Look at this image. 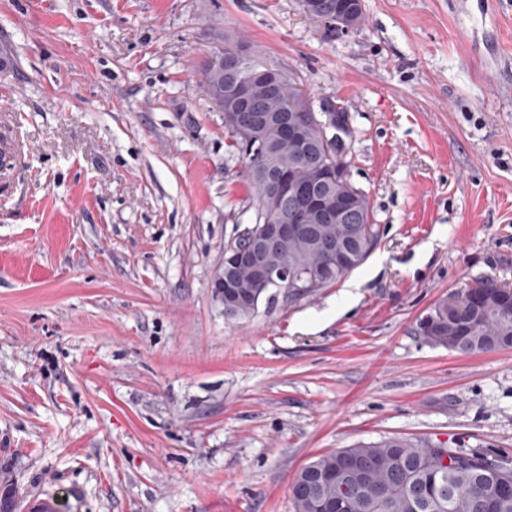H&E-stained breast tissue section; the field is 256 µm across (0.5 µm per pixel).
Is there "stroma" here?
<instances>
[{"label":"stroma","instance_id":"35a3bbf8","mask_svg":"<svg viewBox=\"0 0 512 512\" xmlns=\"http://www.w3.org/2000/svg\"><path fill=\"white\" fill-rule=\"evenodd\" d=\"M0 0V478L28 512H294L316 457L388 437L512 455V349L419 323L512 284V0ZM248 42L349 117L381 239L340 282L224 316L253 219L202 66ZM348 1H351L349 3H355V5H350L347 10L341 9L336 13L330 14L331 19L325 24L327 27L336 30V38L348 36L350 33L356 30L352 23L355 15L354 13L363 11L362 0ZM23 156L16 136L3 137L0 141V175L6 177L18 165Z\"/></svg>","mask_w":512,"mask_h":512}]
</instances>
